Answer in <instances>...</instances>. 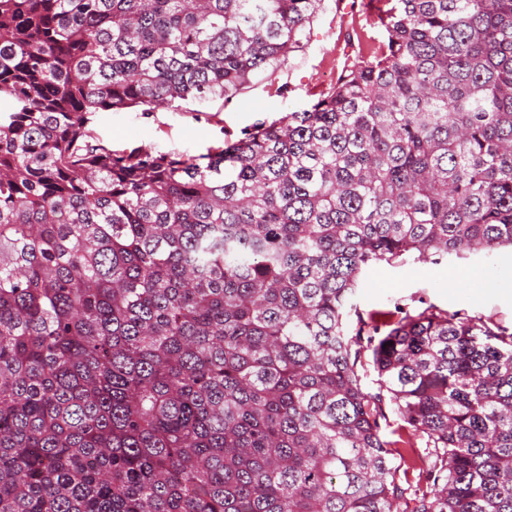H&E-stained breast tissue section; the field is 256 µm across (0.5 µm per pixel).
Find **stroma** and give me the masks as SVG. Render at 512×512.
Returning a JSON list of instances; mask_svg holds the SVG:
<instances>
[{"instance_id": "1", "label": "stroma", "mask_w": 512, "mask_h": 512, "mask_svg": "<svg viewBox=\"0 0 512 512\" xmlns=\"http://www.w3.org/2000/svg\"><path fill=\"white\" fill-rule=\"evenodd\" d=\"M354 11H337L336 0H323L313 20L303 52L289 57L273 77H255L232 100L216 98L202 104L185 102L152 112L98 113L94 129L99 140L117 153L152 146L198 155L234 139L261 122H270L306 108L350 64L368 59L371 49L385 42L366 2L356 0ZM494 274L495 286L483 293L459 288V280ZM350 326L363 337L380 336L397 319L400 310L434 306L469 314L512 332V250L452 258L439 265L409 263L367 273L353 299ZM381 433L400 464L405 498L400 512H412L418 498L429 491L428 464L418 449L409 447V435L391 404H384Z\"/></svg>"}]
</instances>
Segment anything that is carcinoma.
<instances>
[{
    "mask_svg": "<svg viewBox=\"0 0 512 512\" xmlns=\"http://www.w3.org/2000/svg\"><path fill=\"white\" fill-rule=\"evenodd\" d=\"M387 42L200 156L100 112L240 94L321 0H0V512H512V333L363 277L512 249V0H378ZM371 352L380 392L358 371ZM385 418L381 422V434L391 443L388 448L395 464L401 463L400 476L402 484L407 488L405 499L400 503L399 512H411L418 498L430 490V482L427 479L428 464L425 460L418 459L424 448H410L408 433L404 430V423L394 411L393 406L386 399L383 405Z\"/></svg>",
    "mask_w": 512,
    "mask_h": 512,
    "instance_id": "carcinoma-1",
    "label": "carcinoma"
}]
</instances>
